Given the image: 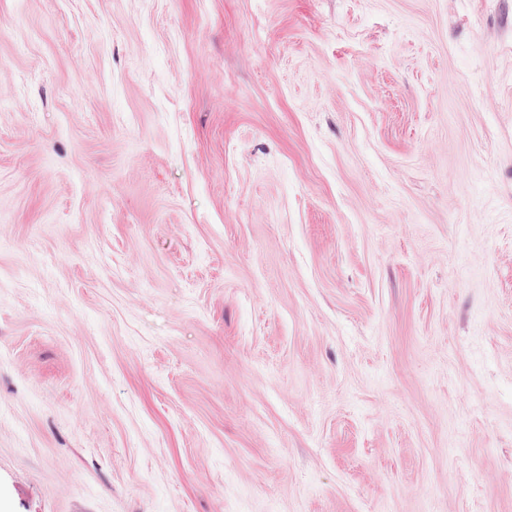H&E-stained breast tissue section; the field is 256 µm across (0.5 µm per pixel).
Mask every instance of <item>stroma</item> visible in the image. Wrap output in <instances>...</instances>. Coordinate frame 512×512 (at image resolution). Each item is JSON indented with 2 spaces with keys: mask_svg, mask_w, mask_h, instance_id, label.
<instances>
[{
  "mask_svg": "<svg viewBox=\"0 0 512 512\" xmlns=\"http://www.w3.org/2000/svg\"><path fill=\"white\" fill-rule=\"evenodd\" d=\"M0 512H512V0H0Z\"/></svg>",
  "mask_w": 512,
  "mask_h": 512,
  "instance_id": "stroma-1",
  "label": "stroma"
}]
</instances>
